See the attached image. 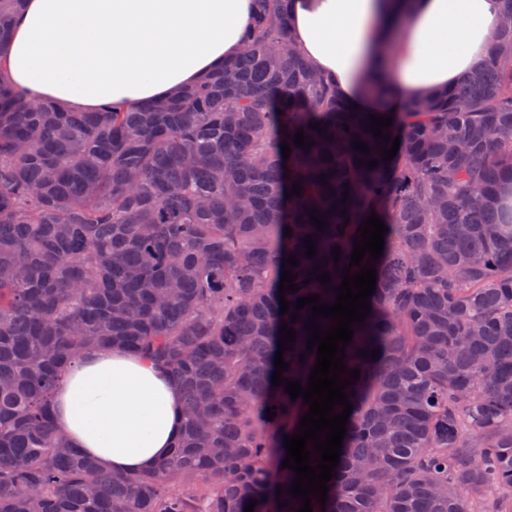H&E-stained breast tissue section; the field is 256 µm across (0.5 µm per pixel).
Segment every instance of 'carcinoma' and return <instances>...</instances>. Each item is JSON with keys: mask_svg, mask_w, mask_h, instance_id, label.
Instances as JSON below:
<instances>
[{"mask_svg": "<svg viewBox=\"0 0 512 512\" xmlns=\"http://www.w3.org/2000/svg\"><path fill=\"white\" fill-rule=\"evenodd\" d=\"M258 2L241 55L164 101L70 112L0 79V512H296L282 461L309 405L272 384L280 325L297 334L282 377L305 386L316 352L294 306L336 300L373 212L384 248L344 359L360 379L312 512H512V0L481 67L390 113L389 162L370 113L296 49L288 0ZM23 3L0 0V52ZM370 82L391 95L387 72ZM107 344L183 390V432L146 471L100 468L53 424L67 364Z\"/></svg>", "mask_w": 512, "mask_h": 512, "instance_id": "1", "label": "carcinoma"}]
</instances>
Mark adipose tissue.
Segmentation results:
<instances>
[{
	"instance_id": "1",
	"label": "adipose tissue",
	"mask_w": 512,
	"mask_h": 512,
	"mask_svg": "<svg viewBox=\"0 0 512 512\" xmlns=\"http://www.w3.org/2000/svg\"><path fill=\"white\" fill-rule=\"evenodd\" d=\"M256 0H26L0 70L35 101L92 112L160 100L240 51ZM496 0H291L298 48L335 77L353 112H397L413 93L443 89L478 67L497 27ZM392 95L368 91L373 71ZM71 447L112 472L167 457L184 425L181 392L166 372L122 346L85 349L50 404Z\"/></svg>"
}]
</instances>
